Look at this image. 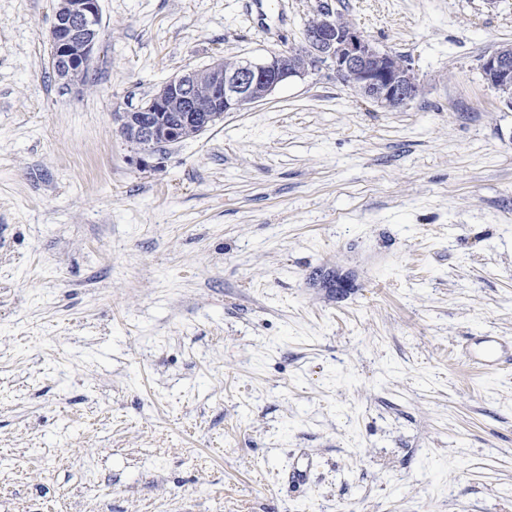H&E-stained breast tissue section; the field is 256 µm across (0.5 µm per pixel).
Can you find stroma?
Instances as JSON below:
<instances>
[{
	"label": "stroma",
	"mask_w": 512,
	"mask_h": 512,
	"mask_svg": "<svg viewBox=\"0 0 512 512\" xmlns=\"http://www.w3.org/2000/svg\"><path fill=\"white\" fill-rule=\"evenodd\" d=\"M325 3L414 102L320 64L136 165L118 115ZM99 9L66 87L56 0H0V512H512V360L467 358L512 342V0ZM481 70L487 83L500 93V102L512 110V46L484 56Z\"/></svg>",
	"instance_id": "stroma-1"
}]
</instances>
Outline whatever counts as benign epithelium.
<instances>
[{"label": "benign epithelium", "mask_w": 512, "mask_h": 512, "mask_svg": "<svg viewBox=\"0 0 512 512\" xmlns=\"http://www.w3.org/2000/svg\"><path fill=\"white\" fill-rule=\"evenodd\" d=\"M99 0H59L50 30L52 68L68 84L75 71L86 69L99 41ZM325 63L336 80L361 98L386 110L413 102L419 83L410 62L379 49L357 26L324 5L308 24L305 45L259 60H239L233 66L217 59L206 67V92L191 70L165 82L149 104L123 113L119 127L123 138L138 146L136 163L148 165L155 144L184 131L207 129L228 112L265 100L285 81L301 78ZM485 80L500 93V102L512 110V46L484 56ZM180 113L177 123L164 113Z\"/></svg>", "instance_id": "1"}]
</instances>
